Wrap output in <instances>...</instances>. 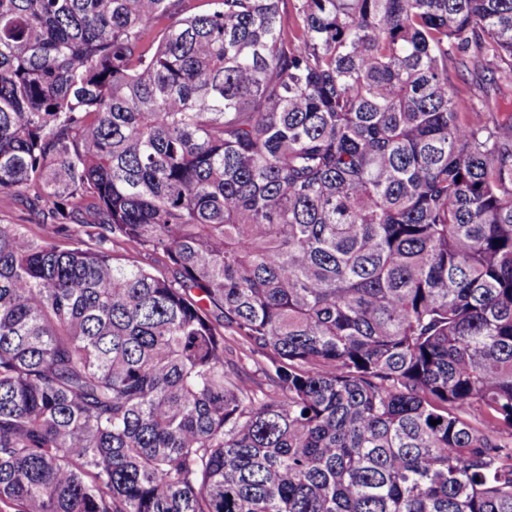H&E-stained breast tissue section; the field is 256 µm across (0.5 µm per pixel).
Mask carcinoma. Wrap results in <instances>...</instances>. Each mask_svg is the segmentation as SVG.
Wrapping results in <instances>:
<instances>
[{"label": "carcinoma", "instance_id": "1", "mask_svg": "<svg viewBox=\"0 0 512 512\" xmlns=\"http://www.w3.org/2000/svg\"><path fill=\"white\" fill-rule=\"evenodd\" d=\"M189 2L0 0V512H512V0ZM494 68L464 67L451 71V79L456 87L470 95L486 110V117L499 116L503 107L512 102V86L498 80ZM27 211L18 197L0 191V224H26Z\"/></svg>", "mask_w": 512, "mask_h": 512}]
</instances>
